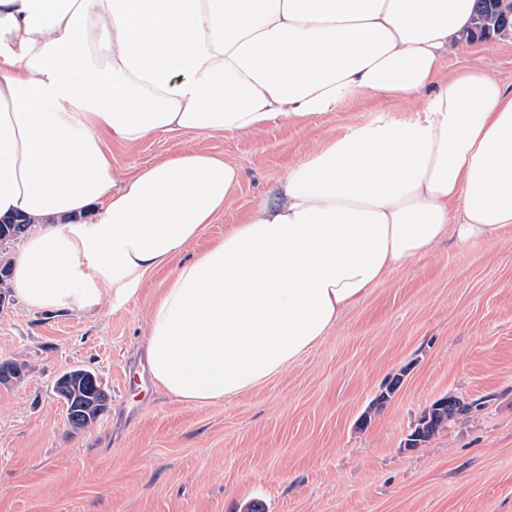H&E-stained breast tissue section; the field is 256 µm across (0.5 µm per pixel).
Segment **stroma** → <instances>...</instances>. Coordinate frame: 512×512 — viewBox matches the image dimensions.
<instances>
[{"instance_id":"stroma-1","label":"stroma","mask_w":512,"mask_h":512,"mask_svg":"<svg viewBox=\"0 0 512 512\" xmlns=\"http://www.w3.org/2000/svg\"><path fill=\"white\" fill-rule=\"evenodd\" d=\"M475 68L512 90V37L453 55L444 73ZM388 95L335 112L279 118L250 135L183 132L114 148L133 172L189 148L243 171L234 202L186 245L192 259L267 198L324 138L378 115L406 117ZM176 264L148 273L125 304L0 311V512H512V228L430 253L392 272L294 366L246 394L197 405L142 380L151 305ZM94 372L110 404L94 426L67 423L54 382ZM393 397L359 421L391 380ZM480 402L429 443L405 439L443 395Z\"/></svg>"}]
</instances>
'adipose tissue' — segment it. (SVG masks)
Returning a JSON list of instances; mask_svg holds the SVG:
<instances>
[{
	"label": "adipose tissue",
	"mask_w": 512,
	"mask_h": 512,
	"mask_svg": "<svg viewBox=\"0 0 512 512\" xmlns=\"http://www.w3.org/2000/svg\"><path fill=\"white\" fill-rule=\"evenodd\" d=\"M474 0H0V217L33 230L12 271L32 311L127 302L233 201L232 160L188 149L133 173L110 144L251 133L360 94L407 118L318 144L150 309L155 384L191 404L253 389L442 238L512 226V91L442 77ZM99 209L95 223L77 215Z\"/></svg>",
	"instance_id": "ef3b65f1"
}]
</instances>
